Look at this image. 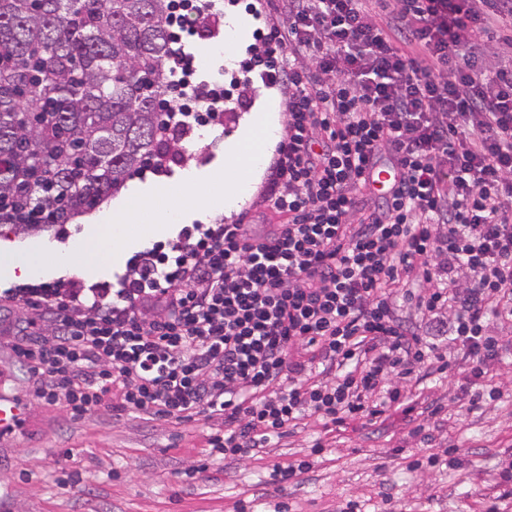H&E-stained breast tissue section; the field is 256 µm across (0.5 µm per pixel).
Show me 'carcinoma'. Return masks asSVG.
I'll list each match as a JSON object with an SVG mask.
<instances>
[{"mask_svg": "<svg viewBox=\"0 0 512 512\" xmlns=\"http://www.w3.org/2000/svg\"><path fill=\"white\" fill-rule=\"evenodd\" d=\"M174 0H0V224H67L175 158Z\"/></svg>", "mask_w": 512, "mask_h": 512, "instance_id": "cac0c4a2", "label": "carcinoma"}]
</instances>
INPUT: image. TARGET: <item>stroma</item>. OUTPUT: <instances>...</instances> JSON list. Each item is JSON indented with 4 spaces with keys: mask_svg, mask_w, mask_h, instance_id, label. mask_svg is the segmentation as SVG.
<instances>
[{
    "mask_svg": "<svg viewBox=\"0 0 512 512\" xmlns=\"http://www.w3.org/2000/svg\"><path fill=\"white\" fill-rule=\"evenodd\" d=\"M184 163L163 179L178 186L184 168L206 173L224 164L217 134L193 135ZM452 372L413 381L406 395L438 400L437 417H420L422 434L398 419L349 422L326 432L314 416L253 458L207 459L204 420L116 414L105 405L84 417L34 394L27 366L8 339L0 340V391L25 403L24 429L0 440V512H340L355 500L361 512H475L478 490L491 487L499 458L512 454V364L489 386L495 401L455 392ZM322 450H315V443ZM456 446L458 467L427 466L428 456ZM71 451L73 479L56 460ZM309 458L297 487L277 491L274 462Z\"/></svg>",
    "mask_w": 512,
    "mask_h": 512,
    "instance_id": "35a3bbf8",
    "label": "stroma"
}]
</instances>
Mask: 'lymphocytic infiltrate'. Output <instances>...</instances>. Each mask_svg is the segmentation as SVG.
I'll list each match as a JSON object with an SVG mask.
<instances>
[{"label": "lymphocytic infiltrate", "mask_w": 512, "mask_h": 512, "mask_svg": "<svg viewBox=\"0 0 512 512\" xmlns=\"http://www.w3.org/2000/svg\"><path fill=\"white\" fill-rule=\"evenodd\" d=\"M259 4L227 87L173 48L162 112L183 141L270 78L285 135L259 205L277 223L193 225L116 288L0 292L40 400L220 418L214 460L257 456L308 414L410 420L400 380L457 363L468 392L512 356V0ZM382 167L396 177L377 192Z\"/></svg>", "instance_id": "obj_1"}]
</instances>
